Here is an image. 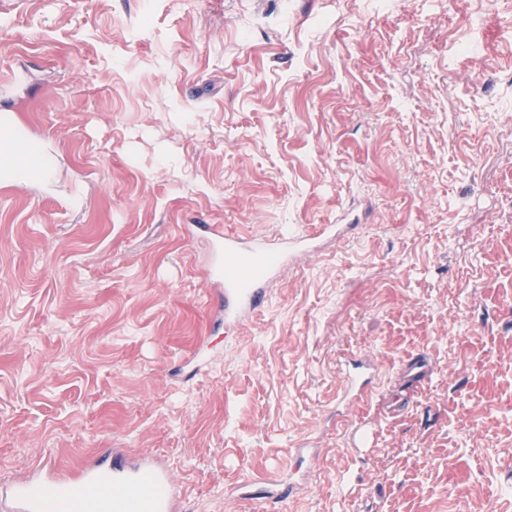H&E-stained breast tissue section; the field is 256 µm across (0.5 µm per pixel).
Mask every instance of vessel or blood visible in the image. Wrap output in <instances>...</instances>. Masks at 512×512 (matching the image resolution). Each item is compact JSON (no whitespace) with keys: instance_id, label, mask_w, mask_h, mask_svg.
<instances>
[{"instance_id":"vessel-or-blood-1","label":"vessel or blood","mask_w":512,"mask_h":512,"mask_svg":"<svg viewBox=\"0 0 512 512\" xmlns=\"http://www.w3.org/2000/svg\"><path fill=\"white\" fill-rule=\"evenodd\" d=\"M188 233L207 240L215 254L209 278L219 293L214 305L219 316L240 322L245 311L265 302L264 285L289 253L310 248V234L298 231L282 237L280 246L264 238L244 240L216 224H194ZM426 360L411 358L403 372L408 392L428 377ZM345 398L364 404L374 399V366L369 360L352 365L344 376ZM57 493L66 512H182L183 496L172 473L158 460L127 463L121 451L111 458L89 462L77 483L50 474L0 489V512H44L47 493Z\"/></svg>"}]
</instances>
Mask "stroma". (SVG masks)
I'll return each mask as SVG.
<instances>
[{"label": "stroma", "instance_id": "obj_1", "mask_svg": "<svg viewBox=\"0 0 512 512\" xmlns=\"http://www.w3.org/2000/svg\"><path fill=\"white\" fill-rule=\"evenodd\" d=\"M463 8L0 0V109L49 161L0 178V483L120 448L186 512H512V0ZM185 224L353 230L218 326ZM429 376V367L426 360L416 356L411 358L403 372L407 391L412 394L416 388ZM374 366L368 360L357 361L345 372L344 398L368 404L374 399Z\"/></svg>", "mask_w": 512, "mask_h": 512}]
</instances>
